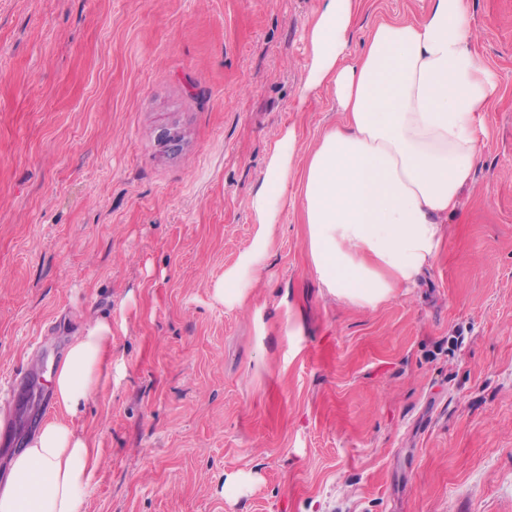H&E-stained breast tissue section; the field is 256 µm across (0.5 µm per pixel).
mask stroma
I'll return each mask as SVG.
<instances>
[{
    "label": "stroma",
    "mask_w": 512,
    "mask_h": 512,
    "mask_svg": "<svg viewBox=\"0 0 512 512\" xmlns=\"http://www.w3.org/2000/svg\"><path fill=\"white\" fill-rule=\"evenodd\" d=\"M318 4L0 0V473L39 407L15 378L108 313L111 381L45 414L101 449L82 512H512V0H467L500 88L415 287L330 296L294 178L244 301L214 297L286 129L301 165L342 118L299 97ZM427 7L360 0L354 49Z\"/></svg>",
    "instance_id": "obj_1"
}]
</instances>
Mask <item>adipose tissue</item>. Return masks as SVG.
<instances>
[{"instance_id": "obj_1", "label": "adipose tissue", "mask_w": 512, "mask_h": 512, "mask_svg": "<svg viewBox=\"0 0 512 512\" xmlns=\"http://www.w3.org/2000/svg\"><path fill=\"white\" fill-rule=\"evenodd\" d=\"M360 0H320L300 97L332 89L341 123L309 153L300 209L312 264L338 300L375 306L415 284L437 255L442 225L473 181L482 151L481 114L499 91L471 50L476 34L466 0H429L417 20L378 23L351 53ZM299 147L286 132L270 155L250 208L270 229L288 205ZM266 237L241 270L214 289L242 301L241 276L264 257ZM112 320L81 327L49 379L68 414H77L112 373ZM99 465L94 438L56 420L16 453L0 480V512H81Z\"/></svg>"}]
</instances>
